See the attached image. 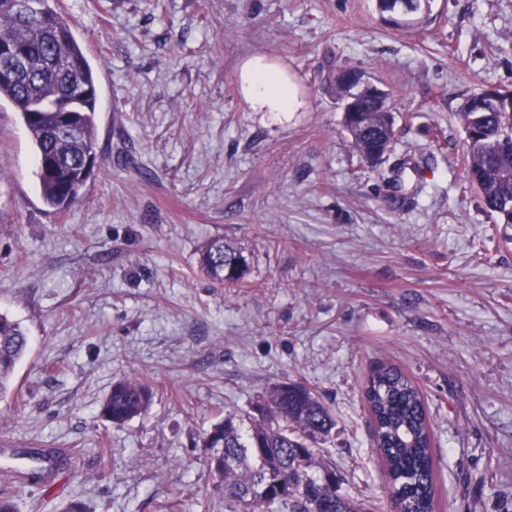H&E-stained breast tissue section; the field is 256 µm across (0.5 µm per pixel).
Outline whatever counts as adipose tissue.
I'll return each mask as SVG.
<instances>
[{"mask_svg": "<svg viewBox=\"0 0 512 512\" xmlns=\"http://www.w3.org/2000/svg\"><path fill=\"white\" fill-rule=\"evenodd\" d=\"M284 72L264 57L246 60L240 71L241 92L253 111L281 116L298 111L302 102L296 92L284 90Z\"/></svg>", "mask_w": 512, "mask_h": 512, "instance_id": "adipose-tissue-1", "label": "adipose tissue"}]
</instances>
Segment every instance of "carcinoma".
Returning a JSON list of instances; mask_svg holds the SVG:
<instances>
[{
  "label": "carcinoma",
  "instance_id": "carcinoma-1",
  "mask_svg": "<svg viewBox=\"0 0 512 512\" xmlns=\"http://www.w3.org/2000/svg\"><path fill=\"white\" fill-rule=\"evenodd\" d=\"M0 100L20 114L35 152L40 197L53 213H63L82 196L91 172L84 160L96 154V76L70 22L55 0H0ZM364 112L345 114L343 127L357 152L377 165L394 156L393 172L416 168L412 157L395 152V116L385 100L369 90L360 96ZM458 118L465 133V166L493 223L512 228V105L484 92L464 99ZM198 264L224 285H238L249 274L241 250L222 237L205 243ZM21 324L0 314V401L10 397L12 376L27 352ZM154 391L136 379L112 385L100 407L101 418L121 426L146 411ZM364 406L373 430V451L388 484L391 512H435L436 460L424 396L412 377L395 364H381L368 375ZM335 425L319 396L300 382L273 385L245 419L228 413L201 437L210 471L220 477L224 512H374V504L338 491L336 478L309 471L330 462L314 447ZM32 462L49 467L19 476L46 483L73 463L50 448L26 451Z\"/></svg>",
  "mask_w": 512,
  "mask_h": 512
}]
</instances>
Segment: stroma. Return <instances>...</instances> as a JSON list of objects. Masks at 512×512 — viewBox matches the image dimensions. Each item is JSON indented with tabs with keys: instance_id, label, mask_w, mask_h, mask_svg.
<instances>
[{
	"instance_id": "stroma-1",
	"label": "stroma",
	"mask_w": 512,
	"mask_h": 512,
	"mask_svg": "<svg viewBox=\"0 0 512 512\" xmlns=\"http://www.w3.org/2000/svg\"><path fill=\"white\" fill-rule=\"evenodd\" d=\"M99 79L97 159L83 199L43 205L34 151L0 102V313L30 348L0 402V468L68 448L78 469L9 488L17 512H224L199 437L300 381L335 418L322 443L339 490L382 500L361 386L391 362L429 408L436 512H512V240L464 166V96L512 91V0H431L412 23L375 0H56ZM262 54L304 106L252 111ZM342 66L389 92L403 189L343 128ZM415 192L401 204V194ZM241 247L246 284L209 279L211 238ZM152 386L121 427L118 380ZM154 391L148 384L136 379H122L112 385L100 407L101 418L121 426L146 411Z\"/></svg>"
}]
</instances>
